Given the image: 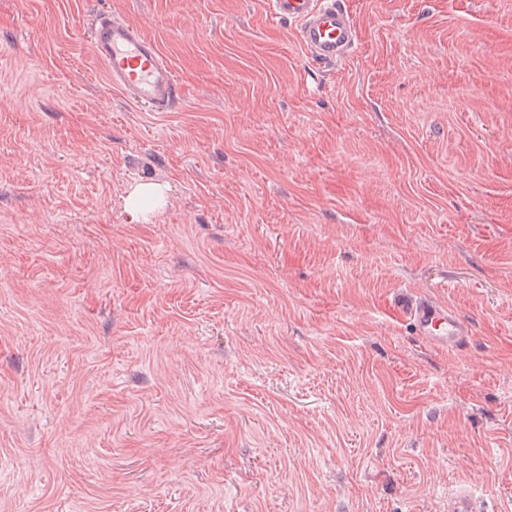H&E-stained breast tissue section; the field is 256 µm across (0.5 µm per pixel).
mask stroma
<instances>
[{
  "mask_svg": "<svg viewBox=\"0 0 512 512\" xmlns=\"http://www.w3.org/2000/svg\"><path fill=\"white\" fill-rule=\"evenodd\" d=\"M345 3L331 68L266 0H0V512H512V0ZM92 34L94 54L106 67L113 87L159 111L181 103L172 68L135 27L118 16L99 14ZM167 187L151 182L136 184L127 194L124 203L132 210L160 207L165 204ZM398 307L415 333L428 345L441 350H460L472 334L471 324L453 308L435 298L400 294Z\"/></svg>",
  "mask_w": 512,
  "mask_h": 512,
  "instance_id": "1",
  "label": "stroma"
}]
</instances>
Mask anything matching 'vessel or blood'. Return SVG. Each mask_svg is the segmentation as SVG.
<instances>
[{
    "label": "vessel or blood",
    "mask_w": 512,
    "mask_h": 512,
    "mask_svg": "<svg viewBox=\"0 0 512 512\" xmlns=\"http://www.w3.org/2000/svg\"><path fill=\"white\" fill-rule=\"evenodd\" d=\"M268 8L273 19L297 23L299 40L317 63H343L357 42L356 26L343 0H268ZM92 43L113 87L160 111L181 103L175 74L158 47L124 19L97 15ZM397 304L428 345L448 351L468 343L471 324L449 305L408 294L399 295Z\"/></svg>",
    "instance_id": "b4317fda"
}]
</instances>
